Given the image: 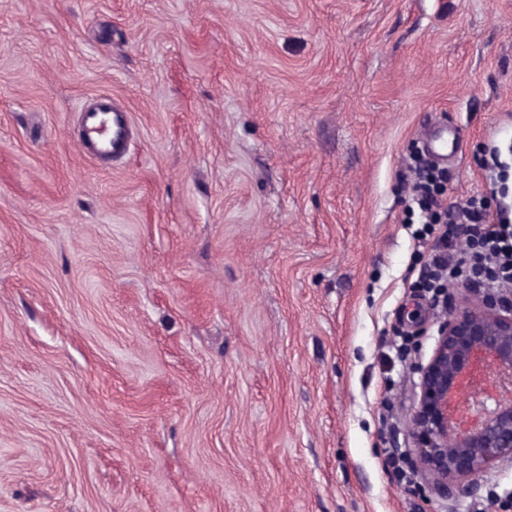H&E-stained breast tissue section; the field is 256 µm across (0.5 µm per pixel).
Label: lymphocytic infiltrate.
I'll use <instances>...</instances> for the list:
<instances>
[{"label":"lymphocytic infiltrate","instance_id":"obj_1","mask_svg":"<svg viewBox=\"0 0 512 512\" xmlns=\"http://www.w3.org/2000/svg\"><path fill=\"white\" fill-rule=\"evenodd\" d=\"M411 169L415 175L411 201L420 208L426 227L436 232L426 264L425 288L449 280L463 281L476 290L490 280L504 287L512 285V201L499 202L493 211L473 198L452 207L444 197L446 170L419 154L413 157ZM460 224H476L480 230L462 240L456 232ZM462 244L470 254L465 265L457 259Z\"/></svg>","mask_w":512,"mask_h":512}]
</instances>
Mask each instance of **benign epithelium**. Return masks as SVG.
I'll list each match as a JSON object with an SVG mask.
<instances>
[{
	"instance_id": "7a95c632",
	"label": "benign epithelium",
	"mask_w": 512,
	"mask_h": 512,
	"mask_svg": "<svg viewBox=\"0 0 512 512\" xmlns=\"http://www.w3.org/2000/svg\"><path fill=\"white\" fill-rule=\"evenodd\" d=\"M480 356L512 378V290L494 283L479 304L438 321L430 358L416 369L415 465L428 479L453 486L459 498L474 496L492 466L512 464V399L460 388Z\"/></svg>"
}]
</instances>
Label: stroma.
<instances>
[{"instance_id": "35a3bbf8", "label": "stroma", "mask_w": 512, "mask_h": 512, "mask_svg": "<svg viewBox=\"0 0 512 512\" xmlns=\"http://www.w3.org/2000/svg\"><path fill=\"white\" fill-rule=\"evenodd\" d=\"M438 120L492 199L512 0H0V512H512L510 464L461 501L388 459L480 299L415 285ZM80 112L83 141L94 158L117 159L126 152L133 131L126 109L103 97L94 105H83Z\"/></svg>"}]
</instances>
